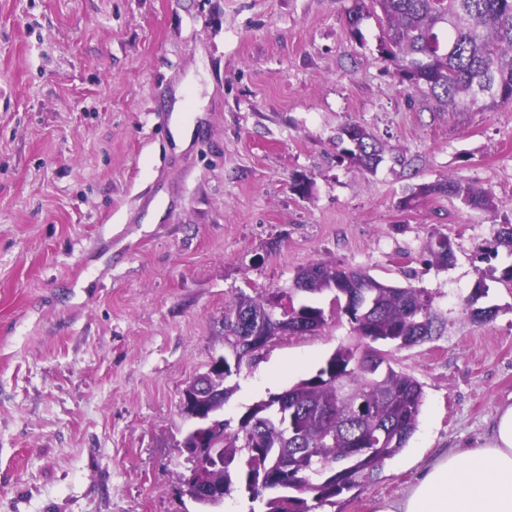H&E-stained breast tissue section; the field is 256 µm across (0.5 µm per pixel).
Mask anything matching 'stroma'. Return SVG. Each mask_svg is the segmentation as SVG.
I'll use <instances>...</instances> for the list:
<instances>
[{
	"mask_svg": "<svg viewBox=\"0 0 512 512\" xmlns=\"http://www.w3.org/2000/svg\"><path fill=\"white\" fill-rule=\"evenodd\" d=\"M352 6L0 0V512H199L183 392L232 357L241 295L288 290L315 262L424 289L446 325L391 350L423 387L418 428L327 512H373L512 403V251L488 249L512 220V101L440 111L381 59L377 16L350 29ZM178 100L196 116L182 151ZM345 125L380 142L376 171L339 160ZM450 177L496 211L419 194ZM331 298L295 295L325 324L243 364L225 419L354 341ZM170 131L175 145L179 149H186L192 142L194 126L189 118L181 113L180 102L174 105L173 115L170 121Z\"/></svg>",
	"mask_w": 512,
	"mask_h": 512,
	"instance_id": "stroma-1",
	"label": "stroma"
}]
</instances>
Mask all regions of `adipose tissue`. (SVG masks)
<instances>
[{
	"mask_svg": "<svg viewBox=\"0 0 512 512\" xmlns=\"http://www.w3.org/2000/svg\"><path fill=\"white\" fill-rule=\"evenodd\" d=\"M375 512H512V403L498 409L489 437L441 454Z\"/></svg>",
	"mask_w": 512,
	"mask_h": 512,
	"instance_id": "ef3b65f1",
	"label": "adipose tissue"
}]
</instances>
